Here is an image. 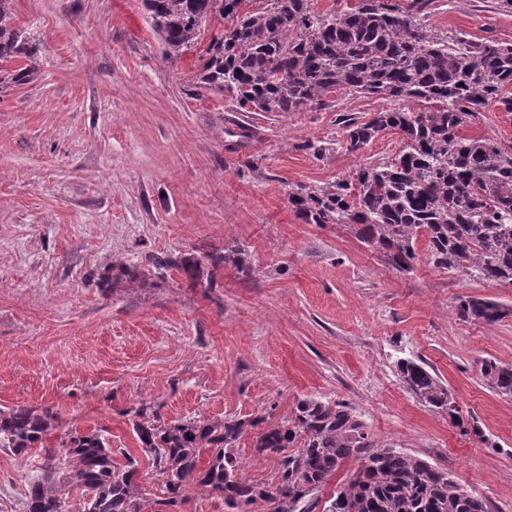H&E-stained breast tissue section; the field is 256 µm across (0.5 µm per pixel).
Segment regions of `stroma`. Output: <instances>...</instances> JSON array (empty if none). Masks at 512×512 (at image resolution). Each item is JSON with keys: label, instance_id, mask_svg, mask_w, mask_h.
I'll return each mask as SVG.
<instances>
[{"label": "stroma", "instance_id": "1", "mask_svg": "<svg viewBox=\"0 0 512 512\" xmlns=\"http://www.w3.org/2000/svg\"><path fill=\"white\" fill-rule=\"evenodd\" d=\"M497 2L432 0L427 21L512 42ZM12 24L38 51L9 63L26 82L0 88V409L46 408L61 427L24 456L0 451V512H18L44 448L69 431L106 429L113 460L138 457L155 493L129 410L273 423L303 397L348 405L380 445L512 512V397L480 375L487 358L512 365V317L455 311L460 297L512 307V287L437 269L422 245L398 273L288 200L391 158L399 133L351 153L342 120L392 101L341 91L329 108L242 111L201 87L199 49L162 60L142 0H13ZM465 131L512 151L501 105ZM235 249L246 266L224 261ZM404 357L435 371L480 435L409 393Z\"/></svg>", "mask_w": 512, "mask_h": 512}]
</instances>
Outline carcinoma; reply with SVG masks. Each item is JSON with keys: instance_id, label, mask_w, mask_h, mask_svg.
Here are the masks:
<instances>
[{"instance_id": "obj_1", "label": "carcinoma", "mask_w": 512, "mask_h": 512, "mask_svg": "<svg viewBox=\"0 0 512 512\" xmlns=\"http://www.w3.org/2000/svg\"><path fill=\"white\" fill-rule=\"evenodd\" d=\"M242 2L142 0L166 61L198 43L207 18L234 19L204 49L200 82L229 93L244 110L324 107L341 90L384 95L398 104L366 122L344 120L348 152L389 130L401 134L400 148L351 178L288 192L304 223L349 226L400 273L413 271L423 239L434 267L512 286V153L489 137L464 132L468 120L492 104L512 112V98L500 96L512 86V43L437 30L425 21L432 0H358L326 14L312 11L310 0H274L272 9L246 12ZM9 19L10 0H0V61L32 58L36 48L20 46ZM412 102L427 107L415 112ZM456 314L495 325L512 316V308L460 298ZM396 365L418 401L448 414L463 432L481 435L434 371L410 358ZM481 377L489 389L512 396V365L487 359ZM131 425L162 478L161 494L143 491L131 454L123 453V465L112 461L107 431L72 430L47 449L40 475L28 482L22 512H167L194 489L217 495L228 512H249L260 501L269 512H313L311 496L348 461L357 467L323 512H489L485 499L447 471L379 445L353 410L338 402L300 398L272 424L263 417L162 423L147 418L142 405ZM59 427L48 409L0 410V449L20 456ZM253 431L256 452L279 461L272 486L241 476L236 445ZM73 489L79 490L76 500Z\"/></svg>"}]
</instances>
